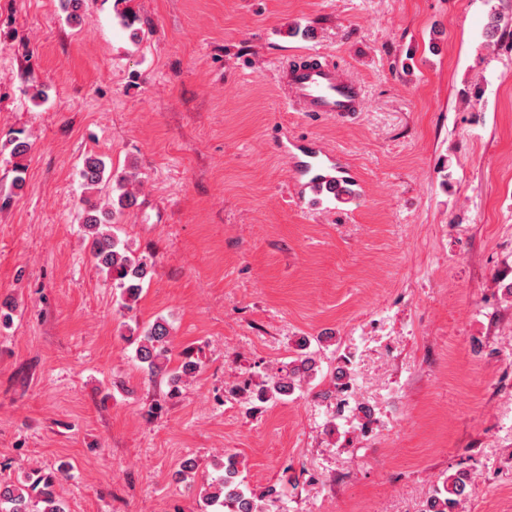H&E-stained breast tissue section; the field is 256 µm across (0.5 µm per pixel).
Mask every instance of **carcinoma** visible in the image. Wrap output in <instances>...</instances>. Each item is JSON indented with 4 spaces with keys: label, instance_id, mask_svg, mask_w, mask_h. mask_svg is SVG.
<instances>
[{
    "label": "carcinoma",
    "instance_id": "obj_1",
    "mask_svg": "<svg viewBox=\"0 0 512 512\" xmlns=\"http://www.w3.org/2000/svg\"><path fill=\"white\" fill-rule=\"evenodd\" d=\"M11 155L15 162L14 187L23 188L25 165L23 161L32 149L27 137L18 133L10 139ZM105 163L96 155L84 158L80 178L87 190L94 189L104 179ZM137 202L130 191H123L118 204L100 207L91 198L83 200V224L89 237V249L97 267L112 280V286L121 290L126 309L130 302L137 300L143 284L151 278L153 269L144 258L133 255L128 247L112 231L116 213L129 209ZM307 341L301 340L299 354L288 368L279 370L257 392L261 400L277 399L292 394L302 383L313 378L318 372L314 354L306 351ZM173 348L167 322L157 320L137 336L136 357L152 375L167 371ZM183 361L174 376L180 380L198 371V362L193 358L192 349L181 352ZM240 460L234 453L224 454V474L214 478L204 488V508L211 512H270L285 493L286 487L269 486L260 494L250 491L240 479ZM65 476V471L43 472L32 470L26 473L24 481L15 484L0 482V512H65L56 495V486ZM473 477L470 471L461 469L435 488L426 500L425 512H461V506L468 499ZM44 504L40 511L35 509Z\"/></svg>",
    "mask_w": 512,
    "mask_h": 512
}]
</instances>
